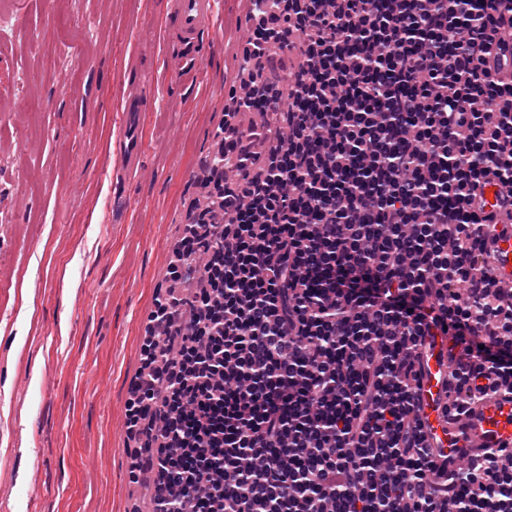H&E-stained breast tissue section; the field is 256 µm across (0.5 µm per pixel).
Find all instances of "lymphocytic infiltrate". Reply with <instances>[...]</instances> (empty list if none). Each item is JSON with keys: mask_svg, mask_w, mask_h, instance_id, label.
<instances>
[{"mask_svg": "<svg viewBox=\"0 0 512 512\" xmlns=\"http://www.w3.org/2000/svg\"><path fill=\"white\" fill-rule=\"evenodd\" d=\"M190 224L126 402L152 512H512V448L448 454L420 415L447 337L445 420L512 394V0H252ZM499 210L476 201L487 183ZM496 234L494 272L499 280L512 286V225L497 224Z\"/></svg>", "mask_w": 512, "mask_h": 512, "instance_id": "1", "label": "lymphocytic infiltrate"}]
</instances>
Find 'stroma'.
<instances>
[{"mask_svg": "<svg viewBox=\"0 0 512 512\" xmlns=\"http://www.w3.org/2000/svg\"><path fill=\"white\" fill-rule=\"evenodd\" d=\"M224 9L186 83L167 0H0L18 22L0 31V512H148L125 405L240 71L247 14ZM144 77L160 98L137 175L116 155Z\"/></svg>", "mask_w": 512, "mask_h": 512, "instance_id": "obj_1", "label": "stroma"}]
</instances>
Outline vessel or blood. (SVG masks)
Listing matches in <instances>:
<instances>
[{
  "label": "vessel or blood",
  "instance_id": "1",
  "mask_svg": "<svg viewBox=\"0 0 512 512\" xmlns=\"http://www.w3.org/2000/svg\"><path fill=\"white\" fill-rule=\"evenodd\" d=\"M168 4L177 20L175 37L181 46L176 66L182 79L190 82L196 77L201 63L197 47L210 40L223 3L222 0H168ZM151 94L149 83H142L131 91L125 103V131L119 145V158L121 166L131 173L138 171L140 166L139 118ZM496 233L494 272L499 280L512 286V225H498ZM423 364L424 378L419 391L421 414L435 447L449 449L456 443L486 449L512 446V395L486 398L464 427L447 424L440 418L438 406L445 395L452 362L433 348L425 352Z\"/></svg>",
  "mask_w": 512,
  "mask_h": 512
}]
</instances>
